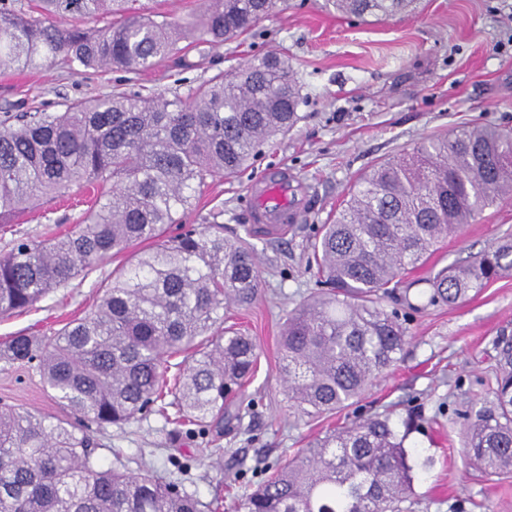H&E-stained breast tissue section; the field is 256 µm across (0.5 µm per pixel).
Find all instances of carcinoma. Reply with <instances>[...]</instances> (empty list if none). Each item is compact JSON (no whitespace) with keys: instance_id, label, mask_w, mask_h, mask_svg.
<instances>
[{"instance_id":"1","label":"carcinoma","mask_w":512,"mask_h":512,"mask_svg":"<svg viewBox=\"0 0 512 512\" xmlns=\"http://www.w3.org/2000/svg\"><path fill=\"white\" fill-rule=\"evenodd\" d=\"M416 0H336L363 17L408 13ZM0 0V68L62 58L79 70L137 73L181 52L253 30L278 0H206L182 19L144 13L136 0ZM304 98L288 57L271 52L186 95L115 92L57 112L0 121V226L35 199L92 188L65 232L16 239L0 253V317L23 313L69 280L127 253L101 281L84 317L49 336L20 334L0 360L37 363L65 412L0 407V512H210L197 492L148 469L132 474L97 454L96 433L155 413L177 434L221 433L241 415L234 397L254 376L252 337L214 329L220 310L251 305L260 269L253 246L205 224L171 234L214 177L253 164L299 120ZM512 197V131L461 128L360 175L312 244L325 288L281 326L288 398L310 416L340 411L401 357L408 330L386 300L436 246ZM512 273V235L426 279V305L457 304ZM491 408L476 412L464 452L487 476L512 475V338L502 337ZM177 363L172 364L170 360ZM178 368L168 381L171 366ZM174 413H169V409ZM409 411L362 418L280 460L232 503L242 512H402L412 493Z\"/></svg>"}]
</instances>
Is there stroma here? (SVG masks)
<instances>
[{
  "mask_svg": "<svg viewBox=\"0 0 512 512\" xmlns=\"http://www.w3.org/2000/svg\"><path fill=\"white\" fill-rule=\"evenodd\" d=\"M182 46L192 63L187 70L171 58L139 74L76 71L61 63L0 71V120L115 90L182 93L270 51L287 56L305 98L299 120L273 150L238 176L211 182L185 218L196 228L215 219L225 235L248 237L259 261L255 303L223 313L225 325L244 329L258 345L257 372L238 399L240 424L210 442L189 433L173 439L169 426L151 415L99 433V455L133 473L151 465L161 476L184 477L208 502L257 485L267 465L329 430L414 408L425 423L408 440L420 455L405 512H512V477H485L463 453L468 422L493 399L496 343L512 336V273L455 306H428L422 298L425 278L512 232V197L462 225L414 272L405 350L351 406L315 417L294 407L279 345L286 313L319 289L315 235L358 175L459 126L512 129V0H417L412 14L385 19L340 13L335 0H282L247 35ZM273 168L287 171L293 198L306 203L297 223L278 229L255 223L249 203L251 184ZM82 200L74 194L19 214L0 232V249L16 236L40 240L54 225L74 224ZM98 297L94 279L71 280L29 312L0 318V342L50 334L87 314ZM0 401L34 413L60 412L32 363L0 361Z\"/></svg>",
  "mask_w": 512,
  "mask_h": 512,
  "instance_id": "obj_1",
  "label": "stroma"
}]
</instances>
